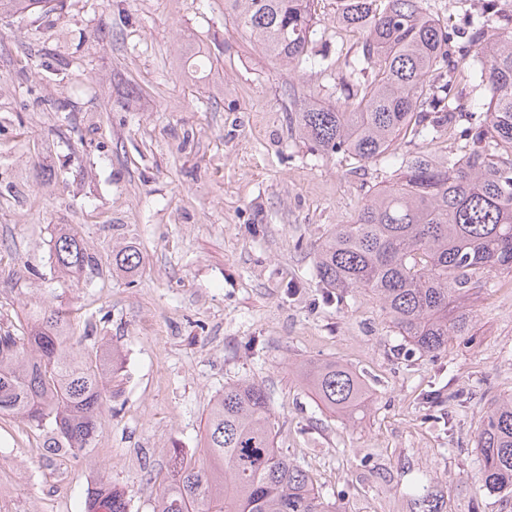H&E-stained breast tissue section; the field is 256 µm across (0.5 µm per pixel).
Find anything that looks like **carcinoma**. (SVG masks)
<instances>
[{
  "label": "carcinoma",
  "mask_w": 512,
  "mask_h": 512,
  "mask_svg": "<svg viewBox=\"0 0 512 512\" xmlns=\"http://www.w3.org/2000/svg\"><path fill=\"white\" fill-rule=\"evenodd\" d=\"M53 0H0V16L40 13ZM319 0H224V12L255 36L264 52L294 75L323 66L311 44ZM336 22L362 35L363 50L345 83L351 103L319 105L301 92L294 112L300 139L330 157L356 162L396 159L388 185L371 192L346 224L333 227L316 251L317 277L340 293L374 296L400 336L435 355L474 328L468 302L494 279L512 275V30L499 0L449 32L430 0H339ZM483 91L469 101L476 131L459 154L442 158L398 153L400 142L453 130L460 117L457 85ZM57 267L80 278L94 259L79 233L58 230ZM141 264L132 245L112 251V269ZM24 334L0 332V419L54 428L44 448L82 451L96 431L112 380L109 345L93 357L77 350L69 312L36 306ZM322 405L349 418L366 409L367 393L349 367L328 362L299 370ZM264 386H224L205 423L203 457L178 458L154 512H336L310 474L275 446ZM480 489L512 498V395L492 402L478 433ZM420 512H444V499L424 486ZM84 512H129L107 480L89 491Z\"/></svg>",
  "instance_id": "cac0c4a2"
}]
</instances>
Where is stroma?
<instances>
[{"instance_id":"1","label":"stroma","mask_w":512,"mask_h":512,"mask_svg":"<svg viewBox=\"0 0 512 512\" xmlns=\"http://www.w3.org/2000/svg\"><path fill=\"white\" fill-rule=\"evenodd\" d=\"M336 9L319 0L313 37L335 74L292 77L224 0H62L0 17V329L21 333L35 305L64 308L82 354L117 351L120 381L80 454L47 452V428L0 422V512H83L104 478L129 512H153L170 449L200 455L211 401L243 379L265 387L277 446L342 512H412L423 486L447 512H512L475 483L485 412L512 394V277L476 295L471 336L429 357L372 295H337L315 273L320 243L393 170L294 132V89L346 102L334 77L362 37ZM60 224L97 261L77 282L52 257ZM128 243L141 265L115 273ZM329 361L369 390L356 418L298 374Z\"/></svg>"}]
</instances>
